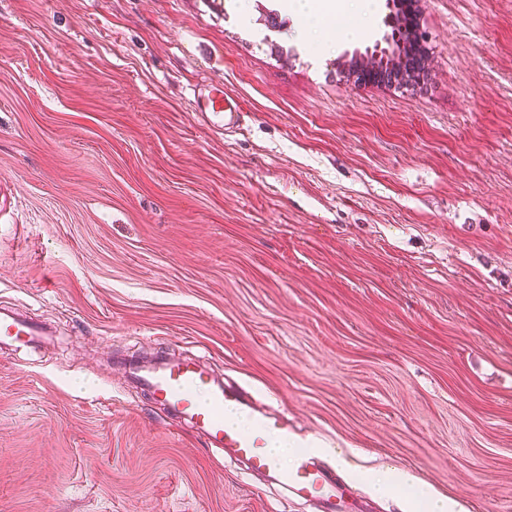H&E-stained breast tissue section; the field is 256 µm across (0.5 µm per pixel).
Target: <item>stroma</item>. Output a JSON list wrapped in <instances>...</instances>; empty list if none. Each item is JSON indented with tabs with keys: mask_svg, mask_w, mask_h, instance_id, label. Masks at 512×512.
<instances>
[{
	"mask_svg": "<svg viewBox=\"0 0 512 512\" xmlns=\"http://www.w3.org/2000/svg\"><path fill=\"white\" fill-rule=\"evenodd\" d=\"M281 0H0V512H311L108 357L203 352L350 462L512 512V0H421L431 82ZM223 84L243 128L192 107ZM427 69H424L418 65V63L413 59L412 66L410 70L398 72V73H388L384 76H381L378 79H375L373 82L381 79V82H385L389 85H394V83H398L399 86H415L420 84L422 80L426 77ZM49 336H52L50 327L21 317L10 308L0 307V349L5 346L17 350L42 342Z\"/></svg>",
	"mask_w": 512,
	"mask_h": 512,
	"instance_id": "obj_1",
	"label": "stroma"
}]
</instances>
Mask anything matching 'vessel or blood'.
<instances>
[{
    "label": "vessel or blood",
    "instance_id": "1",
    "mask_svg": "<svg viewBox=\"0 0 512 512\" xmlns=\"http://www.w3.org/2000/svg\"><path fill=\"white\" fill-rule=\"evenodd\" d=\"M194 110L209 127L232 133L239 130L243 114L223 86L203 84L193 91ZM50 327L0 307V345L12 349L42 342ZM127 380L145 392L151 403L189 424L206 447L239 460L252 475L276 485L291 500L314 502L319 512H370L359 505V493L318 451V442L297 434L285 412L257 405L243 386L225 382L210 368L205 356L174 357L156 353L118 360ZM249 415L250 430L227 424L225 409ZM294 438L298 450L289 468H281L267 452L268 436Z\"/></svg>",
    "mask_w": 512,
    "mask_h": 512
}]
</instances>
